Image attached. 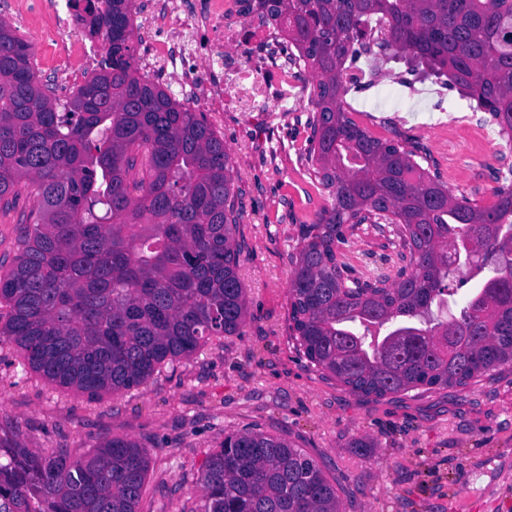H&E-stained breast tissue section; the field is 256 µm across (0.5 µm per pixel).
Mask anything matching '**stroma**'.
<instances>
[{"instance_id":"obj_1","label":"stroma","mask_w":512,"mask_h":512,"mask_svg":"<svg viewBox=\"0 0 512 512\" xmlns=\"http://www.w3.org/2000/svg\"><path fill=\"white\" fill-rule=\"evenodd\" d=\"M375 83L347 87L343 102L372 136L414 146L456 196L492 206L494 171L512 168V141L447 77L411 73L405 61L363 55ZM312 84L286 112L194 111L224 140L246 252L239 277L248 315L241 335L209 341L136 388L97 398L32 372L15 344L0 343V437L72 456L114 439L149 454L139 512H204L198 479L224 436L261 431L316 460L344 512H512V369L464 388L413 391L375 400L349 393L296 350L288 321L292 256L301 225L331 199L307 175ZM33 198L15 185L0 203V266L21 248ZM360 273L391 264L388 235L351 238ZM368 448L354 447L360 437Z\"/></svg>"}]
</instances>
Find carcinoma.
Segmentation results:
<instances>
[{
  "label": "carcinoma",
  "mask_w": 512,
  "mask_h": 512,
  "mask_svg": "<svg viewBox=\"0 0 512 512\" xmlns=\"http://www.w3.org/2000/svg\"><path fill=\"white\" fill-rule=\"evenodd\" d=\"M288 34L271 54L315 80L305 150L333 203L303 224L289 283L296 348L323 375L376 400L464 387L512 367V169L481 208L452 196L414 150L361 128L343 106L344 63L365 27L383 54L423 78L447 76L512 134V0H247ZM105 56L63 110L30 45L0 19V200L24 181L34 205L12 266L0 270V342L32 369L91 396L142 385L244 324L245 247L224 139L138 75L131 0L89 12ZM388 224L397 261L356 275L343 246ZM469 272L458 314L433 316ZM149 457L114 438L74 459L0 440V512H138ZM204 512H341L321 467L286 440L224 436L199 479Z\"/></svg>",
  "instance_id": "carcinoma-1"
}]
</instances>
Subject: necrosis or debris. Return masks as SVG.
Wrapping results in <instances>:
<instances>
[{
  "instance_id": "obj_1",
  "label": "necrosis or debris",
  "mask_w": 512,
  "mask_h": 512,
  "mask_svg": "<svg viewBox=\"0 0 512 512\" xmlns=\"http://www.w3.org/2000/svg\"><path fill=\"white\" fill-rule=\"evenodd\" d=\"M86 0H42L28 7L26 0H13L14 10L28 11L42 33L54 42L60 64L79 60L80 74L100 54L79 30V12ZM139 44L151 57L157 71L170 75L179 88L195 94L212 92L214 99L230 102L237 112H284L297 102L306 76L279 64L280 77L271 81L265 70L246 63L239 52L244 32L264 30L261 16L246 18L244 27L234 26L237 0H133Z\"/></svg>"
}]
</instances>
